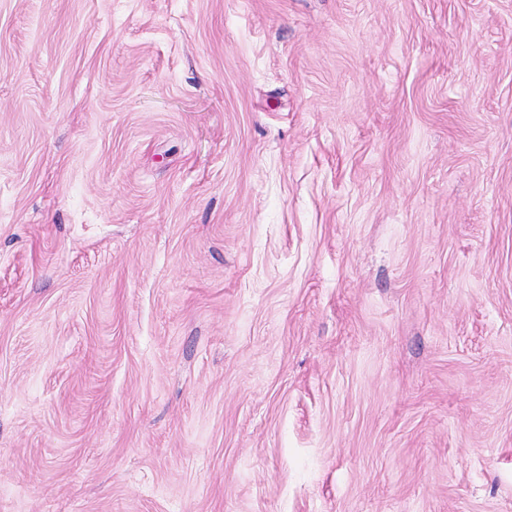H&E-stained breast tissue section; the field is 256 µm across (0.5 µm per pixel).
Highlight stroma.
<instances>
[{
    "label": "stroma",
    "mask_w": 512,
    "mask_h": 512,
    "mask_svg": "<svg viewBox=\"0 0 512 512\" xmlns=\"http://www.w3.org/2000/svg\"><path fill=\"white\" fill-rule=\"evenodd\" d=\"M0 512H512V0H0Z\"/></svg>",
    "instance_id": "35a3bbf8"
}]
</instances>
